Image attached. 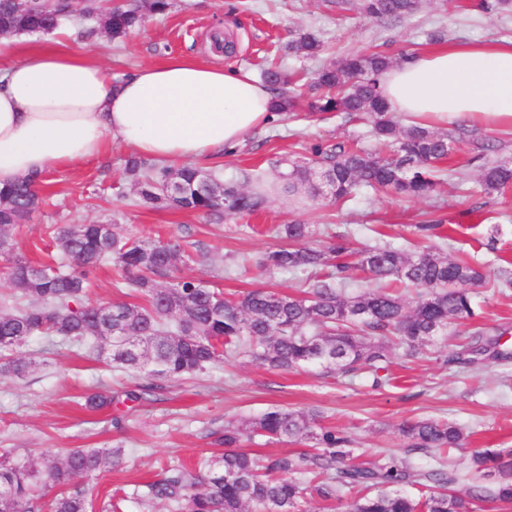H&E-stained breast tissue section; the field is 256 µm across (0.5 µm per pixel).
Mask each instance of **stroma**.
<instances>
[{"label":"stroma","instance_id":"obj_1","mask_svg":"<svg viewBox=\"0 0 512 512\" xmlns=\"http://www.w3.org/2000/svg\"><path fill=\"white\" fill-rule=\"evenodd\" d=\"M495 2L421 0L413 16L387 25L349 8L336 9L330 0H171L167 13L147 15L143 26L126 38H112L100 27L90 34L86 23L74 22L60 40L92 53L116 77L175 56L219 60L255 72L275 60L285 70L312 74L353 52L405 58L429 48V38L437 31L449 42L512 38V6L502 9ZM310 30L323 41L318 57L285 52L289 41ZM460 132V127L448 126V135L457 140L455 151L441 164L437 185L427 196L399 200L369 191L337 208L322 199L298 205L277 195L257 214L219 220L141 205L124 172L131 151L110 141L98 157L49 170L38 187L43 199L39 212L9 228L8 240L14 256L39 265L56 254L54 228L113 220L145 241L179 237L198 242L205 262L178 258L175 276L205 279L228 295L254 289L294 294L301 289L298 279L260 265L278 245L271 233L275 224H328L336 233L349 235L355 249L382 241L407 251L437 248L491 273L512 264V188L487 194L479 181L488 161L512 162V126L473 127L467 142L459 141ZM321 140L351 142L370 152L379 149L368 122L301 108L296 118L281 116L246 135L233 151L200 165L228 178L256 173L270 181L278 177L280 160L305 162V145ZM477 140L492 144V151L474 149ZM438 221L451 228L450 239L420 238L411 231L412 225ZM123 277L111 261L90 271L87 302H138L137 293L117 289ZM473 302L475 319L451 326L446 338L417 357L393 358L387 367L390 383L382 389L362 378L328 376L316 367L273 371L244 357L192 378L161 382L140 400L100 411L84 409L87 393L136 391L147 387L148 378L86 348L35 336L21 352L34 357L37 368L22 378L0 374V453L39 463L48 457L64 459L75 448L119 446L120 465L77 480L92 490L93 512H107L118 489L126 496L121 512H177L168 501L142 506L134 494L160 478L165 468L215 452L211 432L225 420L285 407L318 410L324 425L350 436L361 461L405 458L416 467L430 466L432 460L407 451L399 425L418 418L453 421L468 436L465 447L448 452L449 465L462 475L470 469L474 452L512 448V288L498 287L490 277L474 288ZM476 331L482 337L474 363L447 364L448 354Z\"/></svg>","mask_w":512,"mask_h":512}]
</instances>
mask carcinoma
<instances>
[{
    "label": "carcinoma",
    "instance_id": "carcinoma-1",
    "mask_svg": "<svg viewBox=\"0 0 512 512\" xmlns=\"http://www.w3.org/2000/svg\"><path fill=\"white\" fill-rule=\"evenodd\" d=\"M170 0H129L99 16L105 31L123 37L144 23L147 13H164ZM419 0H359L364 18L399 20L413 15ZM70 0L32 8L22 0H0V34L49 35L72 18ZM321 49L317 34L305 32L288 51L314 57ZM398 64L381 53L351 54L320 69L310 84L315 112H339L350 119L370 120L381 144L397 146V156L383 157L343 142L306 147L314 166L293 164L282 174L288 195L323 198L343 206L358 190L369 188L399 197H421L436 186V165L447 159L448 135L421 124L399 126L378 88V77ZM261 79L277 91L274 111L288 112L294 97L284 89L297 79L278 66L262 70ZM126 173L136 187L140 204L166 203L203 215H251L266 203L267 187L257 180L251 189L224 180V173L185 166L172 169L131 156ZM29 179L0 189V230L29 221L40 204ZM512 184V165L493 162L484 168L481 185L487 194ZM275 236L286 245L268 253L262 266L302 277L298 295L255 289L234 297L202 279L172 276L176 256L168 243L138 241L116 222L63 224L53 230L60 257L41 268L46 279L33 277L35 266L11 256L7 239L0 240L6 256V275L12 298L27 305L0 313V373L23 375L35 362L17 354L32 336L71 342L93 341L105 348L112 363L152 376L178 380L250 356L273 369L291 371L316 365L326 373L365 377L375 389L387 381L383 363L392 348L408 356L440 336L448 327L475 316L473 288L485 283L482 268L440 256L431 250L414 253L389 243L352 253L354 260L338 262L348 253L345 237L328 224H278ZM320 235L321 244L310 239ZM115 261L129 277L123 287L138 293L140 303L85 302L86 280L100 262ZM360 271L376 286L357 294L345 283ZM395 282L415 290L407 303L390 289ZM112 310L115 335L138 344L133 353L117 340L107 341L100 312ZM399 433L408 448L426 454L445 453L463 445L464 430L452 422L414 419L401 423ZM224 452L208 457L200 467L172 466L145 485L140 503L169 501L179 512H301L302 503L318 497L343 512H476L486 501L512 503V449L484 450L473 457L463 495L449 486L459 479L445 462L417 471L390 458L373 466L346 463L351 439L319 423L318 413L271 408L258 415L229 420L213 432ZM272 442L306 441L314 451L260 458L242 448L246 438ZM121 448H76L61 461L45 459L41 467L9 453L0 455V512H89L92 495L72 485L74 478L120 464ZM415 483L424 491L412 497L400 486ZM58 488L45 504L34 487ZM357 496L346 497L351 491Z\"/></svg>",
    "mask_w": 512,
    "mask_h": 512
}]
</instances>
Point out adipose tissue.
Instances as JSON below:
<instances>
[{"instance_id":"adipose-tissue-1","label":"adipose tissue","mask_w":512,"mask_h":512,"mask_svg":"<svg viewBox=\"0 0 512 512\" xmlns=\"http://www.w3.org/2000/svg\"><path fill=\"white\" fill-rule=\"evenodd\" d=\"M391 111L437 125H512V39L448 43L384 72ZM248 69L185 57L113 79L90 53L36 48L0 68V184L101 153L117 140L155 161L219 155L274 117Z\"/></svg>"}]
</instances>
